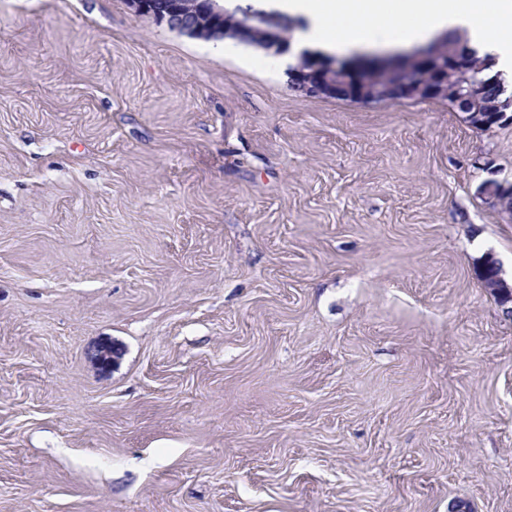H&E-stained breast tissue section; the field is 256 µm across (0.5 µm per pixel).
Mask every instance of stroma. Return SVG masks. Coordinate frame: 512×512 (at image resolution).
<instances>
[{"mask_svg":"<svg viewBox=\"0 0 512 512\" xmlns=\"http://www.w3.org/2000/svg\"><path fill=\"white\" fill-rule=\"evenodd\" d=\"M281 60L0 0V512H512V122ZM352 63H337L336 61L327 60L324 66L327 71L326 75L314 79L311 76V70L306 67L301 57H299L297 62L289 69V73L294 79L302 80L300 84L311 93L338 98L350 97L351 91L347 84L348 79L344 74Z\"/></svg>","mask_w":512,"mask_h":512,"instance_id":"obj_1","label":"stroma"}]
</instances>
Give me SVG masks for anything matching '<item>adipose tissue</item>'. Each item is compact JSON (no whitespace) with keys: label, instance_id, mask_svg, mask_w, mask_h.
Listing matches in <instances>:
<instances>
[{"label":"adipose tissue","instance_id":"obj_1","mask_svg":"<svg viewBox=\"0 0 512 512\" xmlns=\"http://www.w3.org/2000/svg\"><path fill=\"white\" fill-rule=\"evenodd\" d=\"M310 22L302 43L325 54L394 46L433 34H465L470 50H494L512 72V0H280Z\"/></svg>","mask_w":512,"mask_h":512}]
</instances>
